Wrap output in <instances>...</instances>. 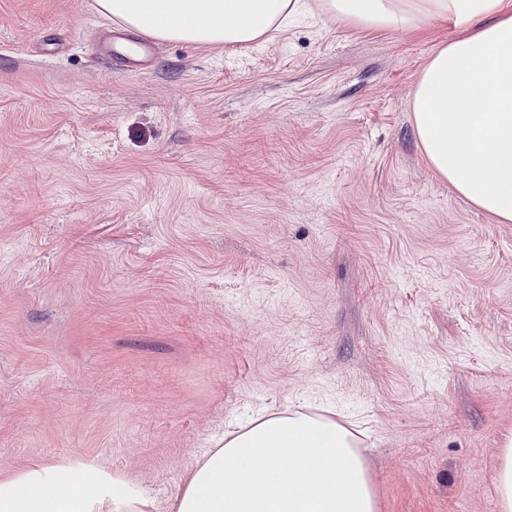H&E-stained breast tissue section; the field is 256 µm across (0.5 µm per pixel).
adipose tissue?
<instances>
[{
  "mask_svg": "<svg viewBox=\"0 0 512 512\" xmlns=\"http://www.w3.org/2000/svg\"><path fill=\"white\" fill-rule=\"evenodd\" d=\"M336 19L411 29L453 19L413 92L428 163L456 191L512 222V14L503 0H326ZM128 33L155 41L247 47L287 27L307 0H95ZM115 477L85 463L40 464L0 478V512H104ZM169 512H376L360 441L308 406L262 413L195 463Z\"/></svg>",
  "mask_w": 512,
  "mask_h": 512,
  "instance_id": "1",
  "label": "adipose tissue"
}]
</instances>
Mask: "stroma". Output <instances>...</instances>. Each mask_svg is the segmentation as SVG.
Listing matches in <instances>:
<instances>
[{"label": "stroma", "mask_w": 512, "mask_h": 512, "mask_svg": "<svg viewBox=\"0 0 512 512\" xmlns=\"http://www.w3.org/2000/svg\"><path fill=\"white\" fill-rule=\"evenodd\" d=\"M105 69L94 0H0V477L80 461L169 512L258 410L355 424L377 512H498L512 223L411 98L464 31L330 16Z\"/></svg>", "instance_id": "1"}]
</instances>
